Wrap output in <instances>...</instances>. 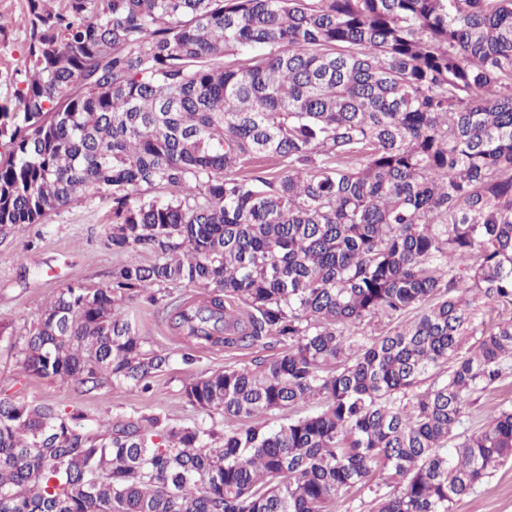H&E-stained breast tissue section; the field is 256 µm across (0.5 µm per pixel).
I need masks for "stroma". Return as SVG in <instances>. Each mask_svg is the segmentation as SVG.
I'll return each mask as SVG.
<instances>
[{"instance_id":"1","label":"stroma","mask_w":512,"mask_h":512,"mask_svg":"<svg viewBox=\"0 0 512 512\" xmlns=\"http://www.w3.org/2000/svg\"><path fill=\"white\" fill-rule=\"evenodd\" d=\"M23 6V0H0V14L12 20L11 25L0 29L1 99L12 95V77L23 67ZM111 207L106 197L78 202L53 214L46 223L16 227L0 241V325H5L7 334L18 336L34 326L46 301L59 289L70 284L100 288L109 282L113 267L121 261L107 241L112 230ZM204 297L203 289L170 285L158 293L156 302L140 298L126 303L141 335L148 337L150 350L168 358L163 369L151 378L149 390L115 384L84 394L67 381L30 377L21 370L17 350L0 342V398L74 408L93 424L135 410L161 412L182 424L219 422V415L185 403L184 386L209 371L270 359L275 351L269 347L194 348L170 327L165 308L174 298L198 302ZM504 403L512 404V368L500 386L468 398L461 431L480 429ZM454 512H512V461L458 501Z\"/></svg>"}]
</instances>
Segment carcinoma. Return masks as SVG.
<instances>
[{"label": "carcinoma", "instance_id": "1", "mask_svg": "<svg viewBox=\"0 0 512 512\" xmlns=\"http://www.w3.org/2000/svg\"><path fill=\"white\" fill-rule=\"evenodd\" d=\"M24 22L0 238L105 192L129 256L52 296L24 371L148 388L168 358L121 305L169 284L208 294L168 311L196 345L281 351L184 387L222 429L0 399V512H338L354 489L453 512L512 457V406L448 447L512 359V316L477 324L512 310V0H26Z\"/></svg>", "mask_w": 512, "mask_h": 512}]
</instances>
